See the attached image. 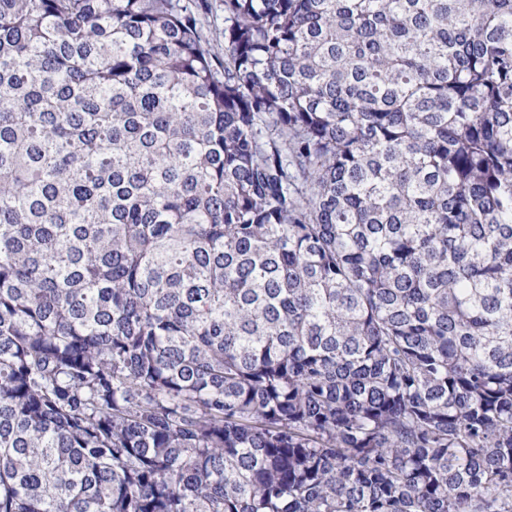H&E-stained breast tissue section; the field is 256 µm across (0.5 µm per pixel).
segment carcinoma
<instances>
[{"label": "carcinoma", "mask_w": 512, "mask_h": 512, "mask_svg": "<svg viewBox=\"0 0 512 512\" xmlns=\"http://www.w3.org/2000/svg\"><path fill=\"white\" fill-rule=\"evenodd\" d=\"M0 0V512H512V0ZM222 0H210L212 11L205 20V31L213 39L215 51L224 56V40L220 32L224 29V12L221 5Z\"/></svg>", "instance_id": "obj_1"}]
</instances>
